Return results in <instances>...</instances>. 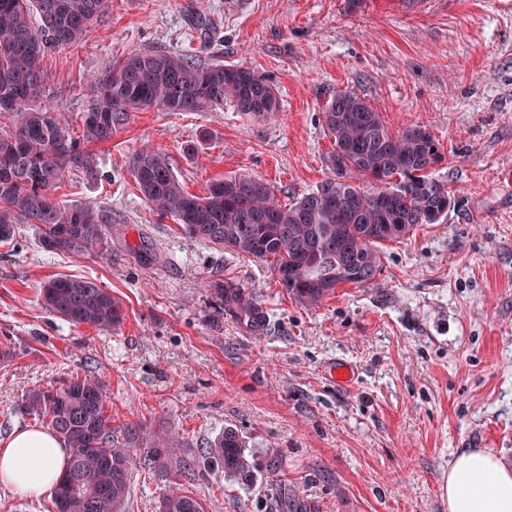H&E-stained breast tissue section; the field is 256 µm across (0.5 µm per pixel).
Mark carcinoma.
Wrapping results in <instances>:
<instances>
[{
  "mask_svg": "<svg viewBox=\"0 0 512 512\" xmlns=\"http://www.w3.org/2000/svg\"><path fill=\"white\" fill-rule=\"evenodd\" d=\"M110 0H0V241L27 224L48 251L101 257L112 241V210L95 202L56 200L68 174L93 178L99 161L91 148L123 130L133 113L210 112L230 103L256 118L279 110L273 84L253 70L186 54L138 48L93 74L73 118L40 100L46 96L45 55L81 42L108 14ZM39 17L34 25L32 16ZM332 136L330 176L316 190L282 204L265 179L234 176L212 182L206 195L186 191L167 154L140 148L129 167L142 200L172 217L189 237L270 263L277 282L297 302L314 306L350 284L366 288L380 274L379 247L421 224H437L455 203L431 170L444 156L425 125L392 131L356 89L336 90L321 111ZM44 307L76 325L109 329L122 322L121 302L86 278L56 277L41 287ZM22 409L46 421L67 442L65 474L51 491L56 512H124L133 456L148 473H185L179 441L146 424L112 425L104 386L72 375L29 392ZM209 463L243 485L256 480L257 463L237 429L226 427L204 451ZM159 512H205L178 487Z\"/></svg>",
  "mask_w": 512,
  "mask_h": 512,
  "instance_id": "carcinoma-1",
  "label": "carcinoma"
}]
</instances>
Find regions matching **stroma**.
<instances>
[{"label": "stroma", "mask_w": 512, "mask_h": 512, "mask_svg": "<svg viewBox=\"0 0 512 512\" xmlns=\"http://www.w3.org/2000/svg\"><path fill=\"white\" fill-rule=\"evenodd\" d=\"M204 15L208 32L197 31ZM218 59L270 79L280 109L134 113L95 151L100 173L67 177L57 199L112 210L106 257L46 252L29 226L0 243V438L36 425L26 393L72 374L104 384L113 424L143 421L196 457L230 426L260 472L253 485L198 469L184 490L207 512H448L441 483L462 448L512 468V5L503 0H111L77 45L43 61L55 111H81L86 79L135 48ZM357 89L390 129L427 126L446 154L434 175L458 204L381 247L367 288L321 305L290 298L264 261L183 233L139 196L132 155L168 154L192 194L254 176L289 203L328 175L321 109ZM87 277L123 306L111 330L46 310L41 286ZM248 294L247 326L214 294ZM349 362L351 383L324 367ZM168 483L135 470L125 512H158Z\"/></svg>", "instance_id": "35a3bbf8"}]
</instances>
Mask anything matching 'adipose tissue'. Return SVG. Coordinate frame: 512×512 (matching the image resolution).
Masks as SVG:
<instances>
[{"label":"adipose tissue","mask_w":512,"mask_h":512,"mask_svg":"<svg viewBox=\"0 0 512 512\" xmlns=\"http://www.w3.org/2000/svg\"><path fill=\"white\" fill-rule=\"evenodd\" d=\"M67 444L42 427H18L0 440V484L22 497L49 492L65 471ZM448 512H512V470L484 448H464L442 486Z\"/></svg>","instance_id":"1"}]
</instances>
